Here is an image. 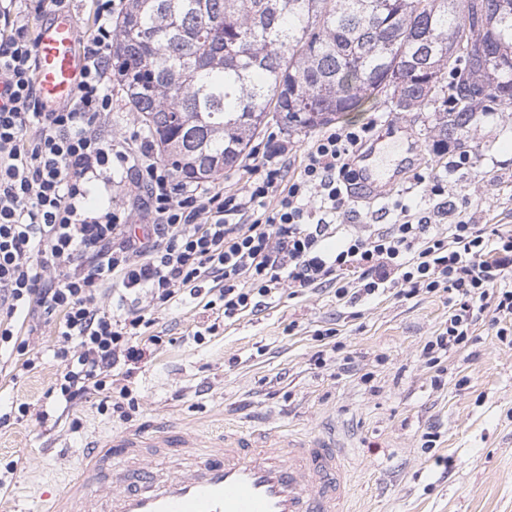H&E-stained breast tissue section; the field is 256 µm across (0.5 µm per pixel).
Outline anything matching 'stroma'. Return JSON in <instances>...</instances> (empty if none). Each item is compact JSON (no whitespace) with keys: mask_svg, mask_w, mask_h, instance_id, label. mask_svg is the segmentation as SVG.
<instances>
[{"mask_svg":"<svg viewBox=\"0 0 512 512\" xmlns=\"http://www.w3.org/2000/svg\"><path fill=\"white\" fill-rule=\"evenodd\" d=\"M376 120L371 143L384 170L395 168L399 149L387 128L412 130L420 154L384 199H356L342 221L357 229L374 218L392 223L403 201L447 230L453 213L440 212L426 182L443 175L448 200L468 206L479 224L512 225V105L482 115L476 129L441 150L428 111L399 112L379 102L344 115L336 127ZM303 149L313 132L287 134L276 123L253 141V155L209 183L212 191L237 187L247 176L268 133ZM470 165L449 168L460 152ZM423 183H416L415 175ZM153 331L163 344L131 365L126 384L137 402L128 416L102 413L97 397L61 409L47 391L58 363L57 338L42 326L29 339L41 352L35 368L13 378L0 368V409L25 403L29 414L0 425V463L16 470L0 491V512L23 503L39 512L40 497L61 488L83 448L96 437L168 427L206 438L222 430L318 433L336 427L357 446L351 483L352 512H512V347L501 344L489 321L475 340L452 354L444 373L421 355L426 341L448 319L442 297L383 296L340 308L332 288L298 295L282 292L263 312L223 321L218 332L194 341L212 322L210 312L187 301L155 313ZM338 328L342 346L322 351L314 332ZM324 365H315L316 352ZM351 359L353 372L342 368ZM51 416L39 424L38 412ZM434 434L426 446L425 434Z\"/></svg>","mask_w":512,"mask_h":512,"instance_id":"35a3bbf8","label":"stroma"}]
</instances>
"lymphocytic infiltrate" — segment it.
Wrapping results in <instances>:
<instances>
[{"label":"lymphocytic infiltrate","mask_w":512,"mask_h":512,"mask_svg":"<svg viewBox=\"0 0 512 512\" xmlns=\"http://www.w3.org/2000/svg\"><path fill=\"white\" fill-rule=\"evenodd\" d=\"M91 3L76 93L49 110L28 21L68 0H0V356L33 369L25 335L58 319L57 402L96 396L102 411L134 407L113 370L162 344L152 310L210 283L218 289L205 306L225 317L260 311L286 286L329 285L340 304L386 288L403 298L439 294L448 322L422 348L428 364L465 348L486 315L512 347L511 228L463 213L438 232L404 204L394 223L342 233L337 219L375 122L321 132L294 175L287 142L270 136L250 178L228 193L187 189L149 141L133 152L113 143L102 124L112 110L113 19L125 0ZM117 165L138 173L139 208L150 219L143 227L88 202L92 183L111 186Z\"/></svg>","instance_id":"obj_1"}]
</instances>
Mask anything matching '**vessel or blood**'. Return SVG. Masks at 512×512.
Returning a JSON list of instances; mask_svg holds the SVG:
<instances>
[{"instance_id": "obj_1", "label": "vessel or blood", "mask_w": 512, "mask_h": 512, "mask_svg": "<svg viewBox=\"0 0 512 512\" xmlns=\"http://www.w3.org/2000/svg\"><path fill=\"white\" fill-rule=\"evenodd\" d=\"M80 34L60 13L36 35V79L43 101H70L82 67ZM354 192L388 196L371 152ZM349 449L335 433L275 435L227 431L203 440L186 433L104 437L84 448L60 492L41 512H349Z\"/></svg>"}]
</instances>
